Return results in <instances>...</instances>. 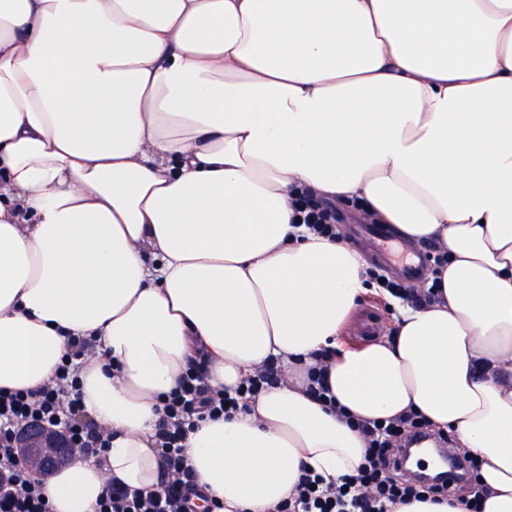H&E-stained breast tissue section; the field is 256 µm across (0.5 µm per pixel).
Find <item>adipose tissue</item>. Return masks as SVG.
<instances>
[{
    "instance_id": "ef3b65f1",
    "label": "adipose tissue",
    "mask_w": 512,
    "mask_h": 512,
    "mask_svg": "<svg viewBox=\"0 0 512 512\" xmlns=\"http://www.w3.org/2000/svg\"><path fill=\"white\" fill-rule=\"evenodd\" d=\"M304 191L433 242L438 302L346 341L368 260L297 225ZM71 335L112 437L46 481L54 512L160 485L200 355L220 392L283 370L184 442L223 512L339 483L365 442L306 392L323 349L340 406L453 431L481 512H512V0H0V390L38 389Z\"/></svg>"
}]
</instances>
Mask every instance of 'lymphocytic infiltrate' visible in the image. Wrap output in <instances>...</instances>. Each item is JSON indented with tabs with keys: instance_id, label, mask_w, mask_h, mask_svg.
<instances>
[{
	"instance_id": "1",
	"label": "lymphocytic infiltrate",
	"mask_w": 512,
	"mask_h": 512,
	"mask_svg": "<svg viewBox=\"0 0 512 512\" xmlns=\"http://www.w3.org/2000/svg\"><path fill=\"white\" fill-rule=\"evenodd\" d=\"M87 345L72 340L54 379L34 391H0V512H52L41 480L28 470L16 447L20 433L38 421L65 431L76 453L104 462L110 437L87 419L80 393L79 371L87 362ZM278 368L241 383L234 393L215 394L207 385L200 363H190L176 389L167 397L156 432L165 478L158 490L133 491L117 479L106 481L96 512H198L202 493L185 460L183 442L197 420L231 416L251 397L276 385ZM365 439L363 462L340 485H321L319 478L302 471L295 495L281 512H389L391 505L411 501L452 502L467 492L470 512H479L481 490L470 475L478 470L477 457L466 456L469 476L459 491H449L444 480L427 482L401 470L402 450L426 438L425 418L407 412L386 422L351 420Z\"/></svg>"
}]
</instances>
